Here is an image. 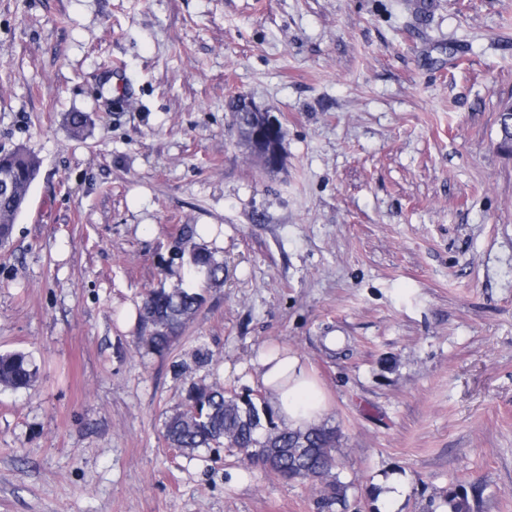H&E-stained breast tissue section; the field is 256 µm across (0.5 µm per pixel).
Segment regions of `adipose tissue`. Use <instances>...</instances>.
<instances>
[{
  "label": "adipose tissue",
  "mask_w": 512,
  "mask_h": 512,
  "mask_svg": "<svg viewBox=\"0 0 512 512\" xmlns=\"http://www.w3.org/2000/svg\"><path fill=\"white\" fill-rule=\"evenodd\" d=\"M259 377L276 416L288 427L303 429L324 418L328 406L322 386L301 359L287 349L263 348Z\"/></svg>",
  "instance_id": "ef3b65f1"
}]
</instances>
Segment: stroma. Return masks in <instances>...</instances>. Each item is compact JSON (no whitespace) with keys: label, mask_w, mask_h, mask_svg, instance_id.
<instances>
[{"label":"stroma","mask_w":512,"mask_h":512,"mask_svg":"<svg viewBox=\"0 0 512 512\" xmlns=\"http://www.w3.org/2000/svg\"><path fill=\"white\" fill-rule=\"evenodd\" d=\"M238 96L279 117V170ZM511 103L512 0H0V150L40 162L0 247V352L39 368L0 390V512H317L162 435L191 385L262 393L268 345L326 390L345 512L459 485L512 512ZM189 224L223 227L224 282L152 353L118 315Z\"/></svg>","instance_id":"obj_1"}]
</instances>
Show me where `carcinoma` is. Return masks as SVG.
Listing matches in <instances>:
<instances>
[{
    "label": "carcinoma",
    "mask_w": 512,
    "mask_h": 512,
    "mask_svg": "<svg viewBox=\"0 0 512 512\" xmlns=\"http://www.w3.org/2000/svg\"><path fill=\"white\" fill-rule=\"evenodd\" d=\"M0 166L7 169L14 182V193L0 198V246L9 244L15 220L24 211L39 162L25 149H15L0 156ZM190 273L205 270L206 280L217 284L223 279L224 266L205 252L194 249L187 260ZM203 301L202 295L181 286L150 291L141 317L149 325L143 337L148 349L162 353L186 328ZM37 365L22 352L0 354V389L31 388L37 377ZM163 436L172 448L194 451L199 448L227 446L249 451L262 464L286 481L320 488L319 512H334L346 507L352 483L336 472L339 462L338 434L333 428L314 426L293 430L273 421L271 412L251 397L242 398L219 387L192 385L184 408L164 425ZM448 512H471L468 493L463 488L450 489L442 508Z\"/></svg>",
    "instance_id": "1"
}]
</instances>
